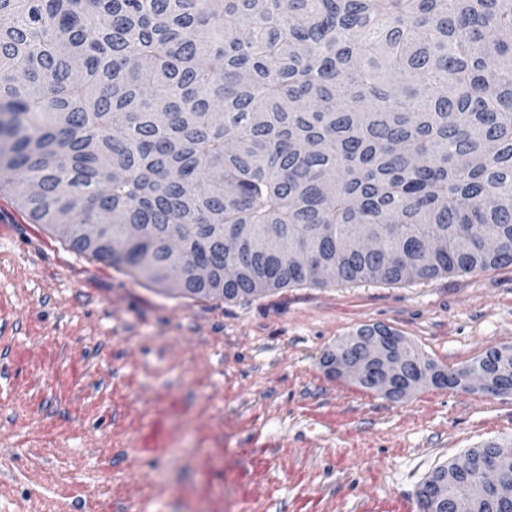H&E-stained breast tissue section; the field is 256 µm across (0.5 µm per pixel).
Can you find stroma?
<instances>
[{"mask_svg":"<svg viewBox=\"0 0 512 512\" xmlns=\"http://www.w3.org/2000/svg\"><path fill=\"white\" fill-rule=\"evenodd\" d=\"M373 324L447 369L512 346V265L225 302L1 226L0 512H419L436 467L512 437V395L394 401L325 367Z\"/></svg>","mask_w":512,"mask_h":512,"instance_id":"35a3bbf8","label":"stroma"}]
</instances>
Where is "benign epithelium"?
<instances>
[{
	"instance_id": "obj_1",
	"label": "benign epithelium",
	"mask_w": 512,
	"mask_h": 512,
	"mask_svg": "<svg viewBox=\"0 0 512 512\" xmlns=\"http://www.w3.org/2000/svg\"><path fill=\"white\" fill-rule=\"evenodd\" d=\"M408 342L401 336L388 335V329L380 326H364L347 337L325 358L330 371L344 375L355 382L373 384L394 399H402L416 389V385H407L401 381L402 365L395 356L407 349ZM493 351L484 357V370L481 376L472 375L467 369L460 368L453 373L454 380L461 387L471 391L490 393L489 378L492 372ZM419 382H439L448 377V371L439 366L426 369V363L418 365ZM460 471L470 474L491 489L494 496L505 502H512V450L503 448L486 457L466 455L459 462ZM473 482L464 481V490L451 500V512H470L471 488Z\"/></svg>"
}]
</instances>
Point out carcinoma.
<instances>
[{
  "instance_id": "carcinoma-1",
  "label": "carcinoma",
  "mask_w": 512,
  "mask_h": 512,
  "mask_svg": "<svg viewBox=\"0 0 512 512\" xmlns=\"http://www.w3.org/2000/svg\"><path fill=\"white\" fill-rule=\"evenodd\" d=\"M511 32L512 0H0V188L183 297L512 264Z\"/></svg>"
}]
</instances>
